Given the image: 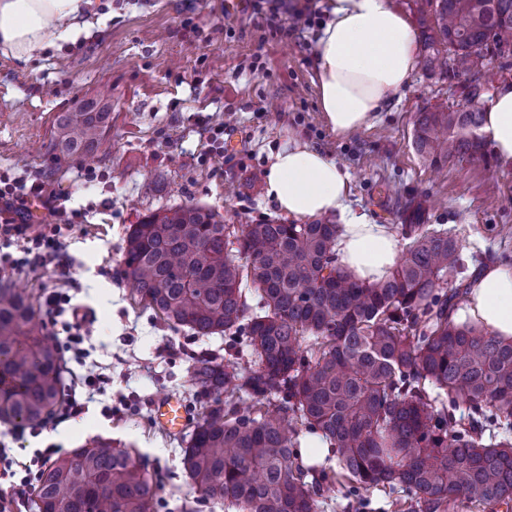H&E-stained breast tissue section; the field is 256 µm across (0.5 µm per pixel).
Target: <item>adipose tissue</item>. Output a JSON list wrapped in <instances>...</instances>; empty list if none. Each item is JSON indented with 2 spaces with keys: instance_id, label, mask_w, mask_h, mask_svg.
<instances>
[{
  "instance_id": "ef3b65f1",
  "label": "adipose tissue",
  "mask_w": 512,
  "mask_h": 512,
  "mask_svg": "<svg viewBox=\"0 0 512 512\" xmlns=\"http://www.w3.org/2000/svg\"><path fill=\"white\" fill-rule=\"evenodd\" d=\"M92 0H0V55L27 65L51 46L87 27ZM329 18L317 39L315 62L319 105L339 134L370 126L401 91L419 58L403 13L392 0H329ZM499 164L512 168V84L501 85L481 128ZM265 193L293 218L336 212L346 220L336 241L340 261L360 281L386 277L398 243L391 231L349 213V177L338 164L299 135L289 134L269 154ZM456 322L483 324L512 341V264L493 261L472 279Z\"/></svg>"
}]
</instances>
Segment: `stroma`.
<instances>
[{"mask_svg": "<svg viewBox=\"0 0 512 512\" xmlns=\"http://www.w3.org/2000/svg\"><path fill=\"white\" fill-rule=\"evenodd\" d=\"M225 0H92L88 27L27 67L0 55V176L40 181L67 196L75 223H58L59 248L33 265L19 244L0 237V283L67 292L91 340L85 362L63 354V394L81 415L42 422L38 436L0 423V442L25 464L36 449L60 455L96 438L135 448L160 476L154 512H224L202 501L181 470L185 434L153 421L155 399L177 397L200 419L204 405L190 378L193 354H227L223 336L195 338L130 296L123 277L126 229L142 214L183 204L218 210L234 227L289 223L265 197L269 154L288 133L300 135L349 175L348 205L370 223L396 230L410 198L426 220L467 235L469 270L512 260V169L497 161L430 167L413 148L417 112L464 104V79L440 80L417 68L375 124L339 137L318 105L313 53L329 0H284L277 15L232 14ZM299 9L319 24L291 30ZM112 87L109 147L91 162L56 158L50 149L60 113ZM224 123L221 144L201 122ZM95 367L106 382L94 397L71 375Z\"/></svg>", "mask_w": 512, "mask_h": 512, "instance_id": "35a3bbf8", "label": "stroma"}]
</instances>
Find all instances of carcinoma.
Returning a JSON list of instances; mask_svg holds the SVG:
<instances>
[{
  "mask_svg": "<svg viewBox=\"0 0 512 512\" xmlns=\"http://www.w3.org/2000/svg\"><path fill=\"white\" fill-rule=\"evenodd\" d=\"M423 66L468 77L465 105L418 113L413 144L433 167L485 159L479 130L486 57L512 66V0H414ZM112 86L59 118L53 149L86 156L109 130ZM391 274L360 282L338 261L339 225L245 224L180 205L140 217L123 245L139 303L194 335H224L219 362L192 357L210 408L182 470L228 512H320L336 491L355 512L373 490L403 493L409 512L512 509V341L452 318L467 294L463 240L417 219ZM250 271L256 305L241 288ZM62 350L21 288L0 287V421L36 424L62 393ZM329 469L299 461L307 434ZM158 481L112 443L57 458L35 487L38 512H152Z\"/></svg>",
  "mask_w": 512,
  "mask_h": 512,
  "instance_id": "carcinoma-1",
  "label": "carcinoma"
}]
</instances>
